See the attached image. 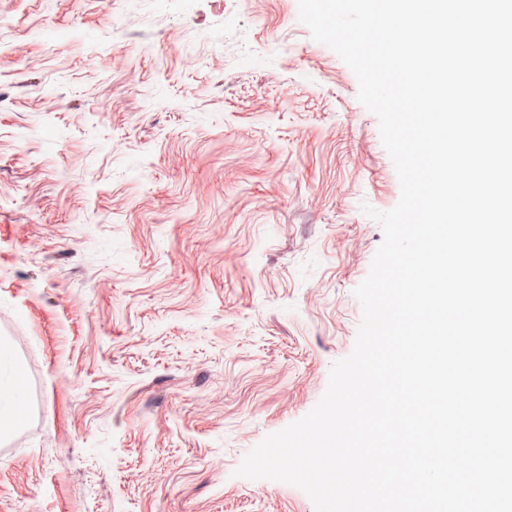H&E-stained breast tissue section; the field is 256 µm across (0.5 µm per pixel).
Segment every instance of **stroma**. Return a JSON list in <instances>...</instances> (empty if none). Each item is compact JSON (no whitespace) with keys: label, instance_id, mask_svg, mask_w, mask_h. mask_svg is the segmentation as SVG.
<instances>
[{"label":"stroma","instance_id":"obj_1","mask_svg":"<svg viewBox=\"0 0 512 512\" xmlns=\"http://www.w3.org/2000/svg\"><path fill=\"white\" fill-rule=\"evenodd\" d=\"M0 512H314L236 476L355 344L394 165L298 0H0ZM68 30L61 41L57 31ZM22 382V377L15 366L11 352L0 346V428L9 422L15 423L20 418V411L13 401V395Z\"/></svg>","mask_w":512,"mask_h":512}]
</instances>
